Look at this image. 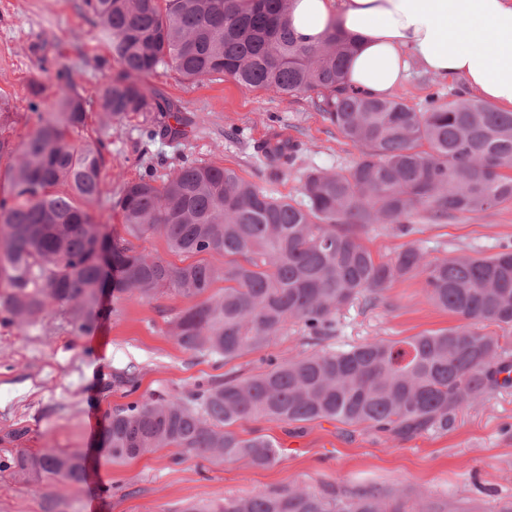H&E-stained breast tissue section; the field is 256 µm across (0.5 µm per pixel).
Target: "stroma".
I'll return each instance as SVG.
<instances>
[{
  "instance_id": "stroma-1",
  "label": "stroma",
  "mask_w": 512,
  "mask_h": 512,
  "mask_svg": "<svg viewBox=\"0 0 512 512\" xmlns=\"http://www.w3.org/2000/svg\"><path fill=\"white\" fill-rule=\"evenodd\" d=\"M67 69L89 103L78 143L103 139L112 151L99 199L91 210L115 236L125 233L115 203L125 184L144 171L162 180L189 162L234 169L268 193L298 197L305 169L342 171L354 165L358 147L317 110L315 94L288 97L242 87L229 78L185 80L172 69L149 76L177 108L181 135L147 140L138 119L108 127L101 96L120 66L83 0H0V110L12 113L9 134L22 146L37 113L55 111L58 69ZM38 80L39 97L29 84ZM462 95L458 82L412 67L394 99L422 110L433 93ZM282 137L299 145L292 164H267L258 145ZM374 255L388 258L412 244L430 255L490 256L512 243V203L482 213L457 215L445 224L418 221L401 236L378 227L365 238ZM421 278L394 284L375 308L356 303L337 317L331 344L343 348L377 336L397 341L457 325L456 317L425 298ZM187 298L171 292L127 300L105 291L93 332L68 333V314L53 311L22 327L0 325V456L17 449L76 450L86 458L83 483H29L0 472V512H44L47 501L59 512H184L192 504H216L274 489L351 491L365 486L402 489L407 502L417 495L444 512H512V388L464 405L452 429L434 430L406 441H385L372 431L333 420L303 429L263 419L237 422L241 437L261 434L282 453L268 468L245 461L176 460L163 448L123 463L112 462L88 421L104 424L107 412L152 395L178 398L213 378L258 372L259 354L224 364L180 348L170 322ZM131 372L135 388L118 381Z\"/></svg>"
}]
</instances>
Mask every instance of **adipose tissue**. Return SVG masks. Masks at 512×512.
Returning a JSON list of instances; mask_svg holds the SVG:
<instances>
[{
    "mask_svg": "<svg viewBox=\"0 0 512 512\" xmlns=\"http://www.w3.org/2000/svg\"><path fill=\"white\" fill-rule=\"evenodd\" d=\"M290 22L312 41L333 23L355 36L353 90L389 97L416 65L512 112V0H293Z\"/></svg>",
    "mask_w": 512,
    "mask_h": 512,
    "instance_id": "adipose-tissue-1",
    "label": "adipose tissue"
}]
</instances>
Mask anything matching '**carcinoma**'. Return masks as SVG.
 I'll use <instances>...</instances> for the list:
<instances>
[{"mask_svg": "<svg viewBox=\"0 0 512 512\" xmlns=\"http://www.w3.org/2000/svg\"><path fill=\"white\" fill-rule=\"evenodd\" d=\"M290 0H85L99 36L121 68L102 93L118 124L141 112L150 140L180 132L173 104L147 78L171 68L189 81L214 76L281 95L313 92L323 118L357 146L346 171L306 172L300 199L276 197L231 168L190 163L158 184L146 173L127 183L117 206L129 235L165 236L195 258L173 265L114 237L90 210L101 194L107 144L78 146L88 120L72 80L59 85L58 111L37 113L16 151L0 114V158L14 160L15 202L0 204V324L29 325L66 308L70 332L90 334L105 286L129 298L171 291L192 301L171 322L184 350L226 363L269 347L289 323L318 349L269 356L244 378L212 379L187 395L163 394L106 415L102 445L116 462L176 448L182 456L240 460L267 468L279 460L263 435L231 426L266 419L302 428L336 420L408 440L448 430L465 404L512 384V361L490 325L512 326V247L491 256L432 257L409 245L386 260L363 243L374 226L406 236L414 218L445 221L512 202V112L475 98L429 95L406 103L350 90L345 69L355 40L331 25L317 42L297 37ZM175 124H170L168 119ZM292 141L268 142L272 164L293 160ZM204 254L224 257L214 265ZM426 299L463 324L399 341L372 337L346 349L328 345L336 315L360 301L376 307L408 278ZM224 288L212 291L214 284ZM0 471L27 482H83L84 455L50 448L2 459ZM189 512H406L403 491L352 493L290 488L226 499Z\"/></svg>", "mask_w": 512, "mask_h": 512, "instance_id": "obj_1", "label": "carcinoma"}]
</instances>
